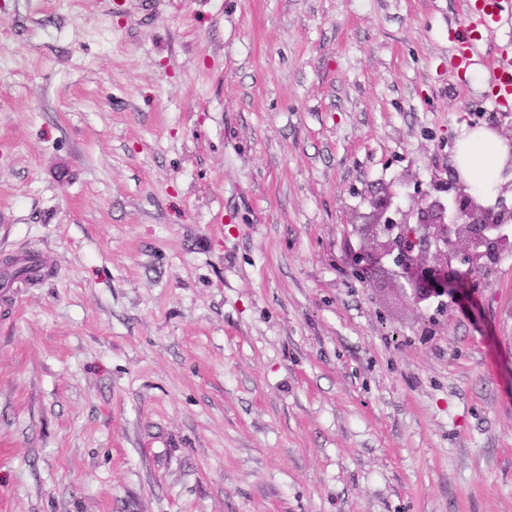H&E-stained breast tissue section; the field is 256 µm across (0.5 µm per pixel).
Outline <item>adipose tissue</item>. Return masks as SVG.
Returning <instances> with one entry per match:
<instances>
[{"label": "adipose tissue", "instance_id": "obj_1", "mask_svg": "<svg viewBox=\"0 0 512 512\" xmlns=\"http://www.w3.org/2000/svg\"><path fill=\"white\" fill-rule=\"evenodd\" d=\"M512 148L495 132L478 128L460 138L456 146V166L461 179L482 195L499 192L501 172Z\"/></svg>", "mask_w": 512, "mask_h": 512}]
</instances>
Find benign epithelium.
<instances>
[{"mask_svg": "<svg viewBox=\"0 0 512 512\" xmlns=\"http://www.w3.org/2000/svg\"><path fill=\"white\" fill-rule=\"evenodd\" d=\"M507 191L512 179L490 203L455 177L417 186L405 208L388 184L369 197L366 211L356 212L362 243L347 260L364 280L389 276L416 308L433 300L456 304L512 253V235L492 228L512 223Z\"/></svg>", "mask_w": 512, "mask_h": 512, "instance_id": "benign-epithelium-1", "label": "benign epithelium"}]
</instances>
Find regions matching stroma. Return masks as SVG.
Segmentation results:
<instances>
[{"label":"stroma","instance_id":"obj_1","mask_svg":"<svg viewBox=\"0 0 512 512\" xmlns=\"http://www.w3.org/2000/svg\"><path fill=\"white\" fill-rule=\"evenodd\" d=\"M466 0H0V512H512V255L438 325L344 257L497 102ZM11 257L6 258V261L2 263L0 269V277L5 280H16L19 278L32 279L30 271L32 270L33 263L39 264L37 258L32 256L23 257L24 261H9Z\"/></svg>","mask_w":512,"mask_h":512}]
</instances>
